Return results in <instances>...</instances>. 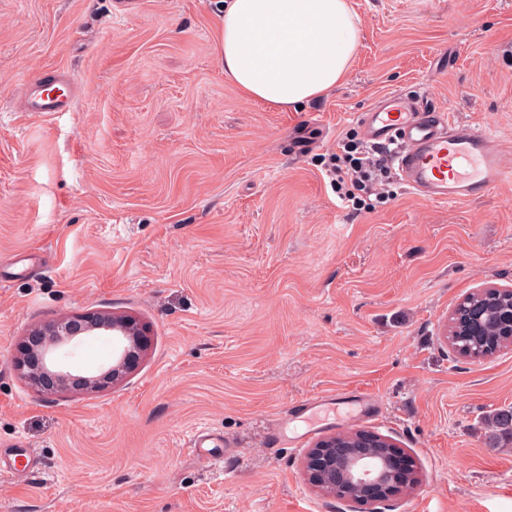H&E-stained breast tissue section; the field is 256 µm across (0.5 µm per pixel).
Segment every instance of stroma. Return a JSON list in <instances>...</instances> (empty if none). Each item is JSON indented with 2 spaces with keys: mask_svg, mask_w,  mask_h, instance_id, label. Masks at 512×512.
<instances>
[{
  "mask_svg": "<svg viewBox=\"0 0 512 512\" xmlns=\"http://www.w3.org/2000/svg\"><path fill=\"white\" fill-rule=\"evenodd\" d=\"M359 45L336 90L279 112L225 79L224 0H0V512H364L315 491L321 437L367 430L416 462L389 512H512V349L462 359L441 328L465 295L512 289V185L432 202L393 181L343 207L336 142L396 90L512 140V0H350ZM81 94L35 115L22 88L53 69ZM86 311L151 331L139 368L92 394L44 395L14 369L32 326ZM380 417L359 416L357 393ZM338 399L294 447L286 407ZM236 441L223 469L189 448Z\"/></svg>",
  "mask_w": 512,
  "mask_h": 512,
  "instance_id": "1",
  "label": "stroma"
}]
</instances>
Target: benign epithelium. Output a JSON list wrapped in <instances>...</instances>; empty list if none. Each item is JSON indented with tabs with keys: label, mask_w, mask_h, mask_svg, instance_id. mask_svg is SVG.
Wrapping results in <instances>:
<instances>
[{
	"label": "benign epithelium",
	"mask_w": 512,
	"mask_h": 512,
	"mask_svg": "<svg viewBox=\"0 0 512 512\" xmlns=\"http://www.w3.org/2000/svg\"><path fill=\"white\" fill-rule=\"evenodd\" d=\"M479 293L499 298L500 309L473 300L465 308L456 306L448 314L443 338L459 335L458 326L462 324L465 334L477 341L489 333L493 322L512 336V289L486 286ZM99 331L112 336V363L92 371L72 372L64 357L82 337ZM149 346V332L136 318L90 311L32 329L14 358V365L42 393L99 392L129 376ZM350 437L358 447H343L333 434L308 450L304 468L320 491L333 497L342 493L350 502L385 505L418 482L414 460L389 439L363 431L353 432Z\"/></svg>",
	"instance_id": "7a95c632"
}]
</instances>
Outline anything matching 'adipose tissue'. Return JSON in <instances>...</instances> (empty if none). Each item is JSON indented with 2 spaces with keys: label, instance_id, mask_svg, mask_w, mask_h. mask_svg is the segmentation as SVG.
Masks as SVG:
<instances>
[{
  "label": "adipose tissue",
  "instance_id": "adipose-tissue-1",
  "mask_svg": "<svg viewBox=\"0 0 512 512\" xmlns=\"http://www.w3.org/2000/svg\"><path fill=\"white\" fill-rule=\"evenodd\" d=\"M217 43L240 94L286 112L346 79L358 24L349 0H224Z\"/></svg>",
  "mask_w": 512,
  "mask_h": 512
}]
</instances>
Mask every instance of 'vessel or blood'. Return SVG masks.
Listing matches in <instances>:
<instances>
[{
	"label": "vessel or blood",
	"mask_w": 512,
	"mask_h": 512,
	"mask_svg": "<svg viewBox=\"0 0 512 512\" xmlns=\"http://www.w3.org/2000/svg\"><path fill=\"white\" fill-rule=\"evenodd\" d=\"M28 109L37 113L73 108L78 90L67 80H39L22 90ZM363 137L374 148L387 151V160L402 183L421 198L435 201L476 200L512 185V163L505 155L512 145L491 131L451 120L428 98L389 93L360 118ZM208 467L224 465L229 439L197 434L190 440Z\"/></svg>",
	"instance_id": "b4317fda"
}]
</instances>
